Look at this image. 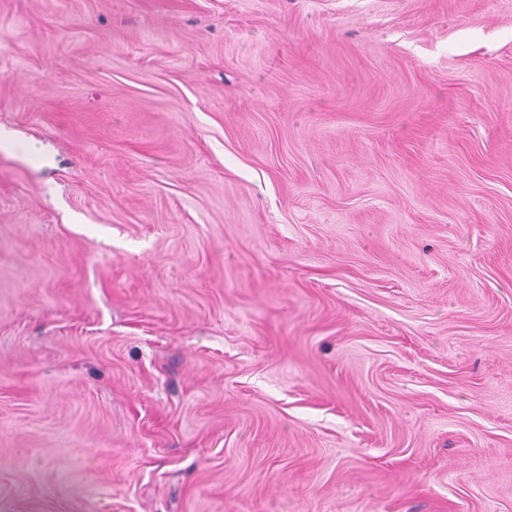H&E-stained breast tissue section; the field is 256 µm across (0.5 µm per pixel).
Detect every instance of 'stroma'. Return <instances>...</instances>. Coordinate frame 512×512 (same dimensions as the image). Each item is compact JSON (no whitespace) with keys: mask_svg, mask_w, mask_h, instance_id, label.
Returning <instances> with one entry per match:
<instances>
[{"mask_svg":"<svg viewBox=\"0 0 512 512\" xmlns=\"http://www.w3.org/2000/svg\"><path fill=\"white\" fill-rule=\"evenodd\" d=\"M0 512H512V0H0Z\"/></svg>","mask_w":512,"mask_h":512,"instance_id":"stroma-1","label":"stroma"}]
</instances>
